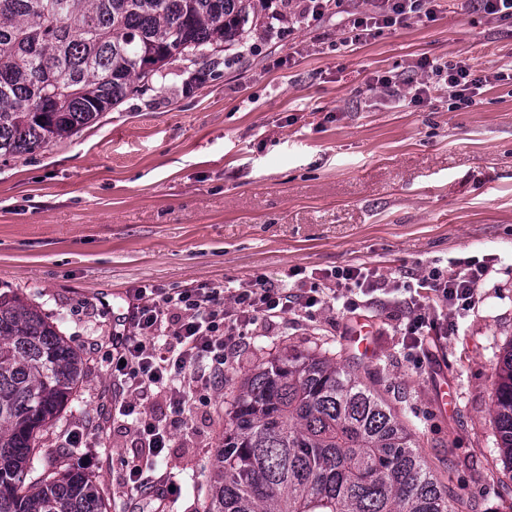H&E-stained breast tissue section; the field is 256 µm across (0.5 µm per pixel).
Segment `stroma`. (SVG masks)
I'll use <instances>...</instances> for the list:
<instances>
[{"label":"stroma","instance_id":"35a3bbf8","mask_svg":"<svg viewBox=\"0 0 512 512\" xmlns=\"http://www.w3.org/2000/svg\"><path fill=\"white\" fill-rule=\"evenodd\" d=\"M340 21L271 30L258 19L250 52L201 65V82L171 67L77 133L0 157V295L43 309L87 359L43 441L107 491L112 512H155L156 500L123 484L130 461L171 472L181 490L169 512H201L231 395L273 355L323 347L357 369L358 322L373 336L366 383L408 425L456 512H512L492 397L512 349V84L460 110L441 84L421 107L366 87L376 72L417 77L424 57L510 67L512 26L439 0L434 19L346 48ZM468 260L491 271L470 311L438 308L422 365L394 329L391 294L353 313L316 306L249 326L228 352L223 389L179 419L150 401L174 433L163 457L125 418L102 413L122 397L102 356L135 289L259 278L294 289L299 275L359 264L419 278Z\"/></svg>","mask_w":512,"mask_h":512}]
</instances>
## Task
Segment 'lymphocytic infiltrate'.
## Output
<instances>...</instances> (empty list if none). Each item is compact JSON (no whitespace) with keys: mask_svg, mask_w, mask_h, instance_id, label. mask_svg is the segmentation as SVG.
Here are the masks:
<instances>
[{"mask_svg":"<svg viewBox=\"0 0 512 512\" xmlns=\"http://www.w3.org/2000/svg\"><path fill=\"white\" fill-rule=\"evenodd\" d=\"M367 11L350 14L343 28L342 46L367 40L374 31L406 23L411 19H432L437 0H369ZM419 80L399 87L389 75L374 74L368 90L387 92L395 102L410 101L421 106L429 102L432 83L444 81L454 108L476 104L487 86L512 82V71L488 72L464 61L448 64L421 59ZM490 270L483 264H469L457 271H434L420 284L433 292L436 301L449 309L463 311L474 302L479 285ZM336 283L325 294L318 282L297 290L287 286L186 287L173 291L135 289L123 316L130 330L116 333L108 352V367L124 392L116 408L132 417L136 433L152 455H160L172 439L169 429L156 424L142 403L149 397L168 399L176 414H183L197 394L220 389L224 384V350L229 342L243 336L258 319L277 317L324 303L342 300L345 309L361 307L362 297L394 287L392 278L363 265L332 272Z\"/></svg>","mask_w":512,"mask_h":512,"instance_id":"lymphocytic-infiltrate-1","label":"lymphocytic infiltrate"}]
</instances>
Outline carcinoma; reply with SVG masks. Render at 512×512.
<instances>
[{
	"label": "carcinoma",
	"instance_id": "1",
	"mask_svg": "<svg viewBox=\"0 0 512 512\" xmlns=\"http://www.w3.org/2000/svg\"><path fill=\"white\" fill-rule=\"evenodd\" d=\"M265 0H0V157L45 148L180 64L242 47ZM57 323L0 297V512H110L45 448L84 377ZM494 404L512 464V350ZM409 428L321 353L259 364L234 397L204 512H456Z\"/></svg>",
	"mask_w": 512,
	"mask_h": 512
}]
</instances>
